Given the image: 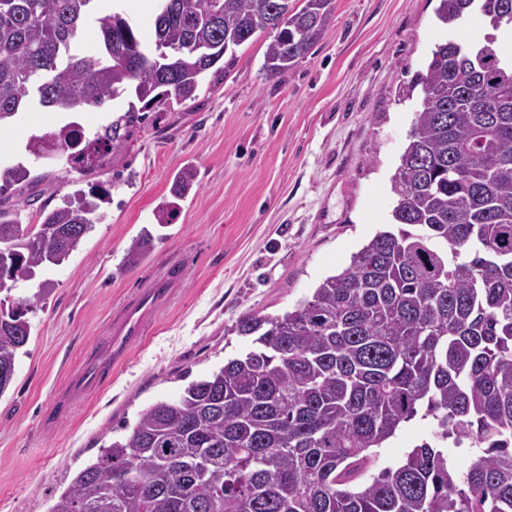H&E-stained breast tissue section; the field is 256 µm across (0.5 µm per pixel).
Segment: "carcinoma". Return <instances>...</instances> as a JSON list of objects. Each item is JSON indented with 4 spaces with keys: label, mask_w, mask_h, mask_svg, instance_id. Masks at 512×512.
I'll list each match as a JSON object with an SVG mask.
<instances>
[{
    "label": "carcinoma",
    "mask_w": 512,
    "mask_h": 512,
    "mask_svg": "<svg viewBox=\"0 0 512 512\" xmlns=\"http://www.w3.org/2000/svg\"><path fill=\"white\" fill-rule=\"evenodd\" d=\"M97 0H0V126L34 107L76 112L134 88L165 110L196 96L225 55L265 31L277 0H162L145 44ZM304 0L269 44L270 76L327 33L331 0ZM468 15L512 27V0H439L447 31ZM95 50L80 48L88 31ZM496 37L431 52L423 97L393 182L394 230L293 311L239 319L253 348L181 395L143 410L129 435L80 470L50 512H512V56ZM134 106L89 138L70 122L33 135L35 158L62 149L73 169L125 146ZM197 172L174 179L185 197ZM30 179L0 168V193ZM109 190L22 224L0 210V368L15 371L43 290H12L65 261L104 220ZM423 441L366 477L372 449L416 418ZM476 449L459 470L437 446Z\"/></svg>",
    "instance_id": "carcinoma-1"
}]
</instances>
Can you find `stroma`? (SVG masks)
Segmentation results:
<instances>
[{"label": "stroma", "mask_w": 512, "mask_h": 512, "mask_svg": "<svg viewBox=\"0 0 512 512\" xmlns=\"http://www.w3.org/2000/svg\"><path fill=\"white\" fill-rule=\"evenodd\" d=\"M438 4L332 0L324 38L272 77L263 64L273 36L258 34L226 72L205 76L195 99L145 110L127 144L89 171L34 160L18 143L69 122V113L28 110L0 137V166L21 163L33 176L0 193V208L22 224L77 191L111 193L104 221L68 259L16 285L18 297L44 282L50 291L28 315L31 335L0 395V512H48L142 410L251 348L234 330L240 317L293 309L389 229L420 78L446 34ZM188 165L193 188L172 222L158 224L173 175ZM146 230V256L127 266ZM171 262L183 280L143 342L99 388L62 403L113 317ZM431 429L428 419L405 425L377 450L372 471L397 465Z\"/></svg>", "instance_id": "stroma-1"}]
</instances>
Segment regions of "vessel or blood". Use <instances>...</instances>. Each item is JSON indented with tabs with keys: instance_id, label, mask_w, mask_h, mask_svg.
Instances as JSON below:
<instances>
[{
	"instance_id": "vessel-or-blood-1",
	"label": "vessel or blood",
	"mask_w": 512,
	"mask_h": 512,
	"mask_svg": "<svg viewBox=\"0 0 512 512\" xmlns=\"http://www.w3.org/2000/svg\"><path fill=\"white\" fill-rule=\"evenodd\" d=\"M181 276V266H171L152 287L144 289L126 304L120 317L112 325L105 353L82 366L72 380L74 388L85 390L98 387L111 375L113 368L128 357L131 348L143 341L150 319L155 315L160 302L170 295L172 285L179 282Z\"/></svg>"
}]
</instances>
